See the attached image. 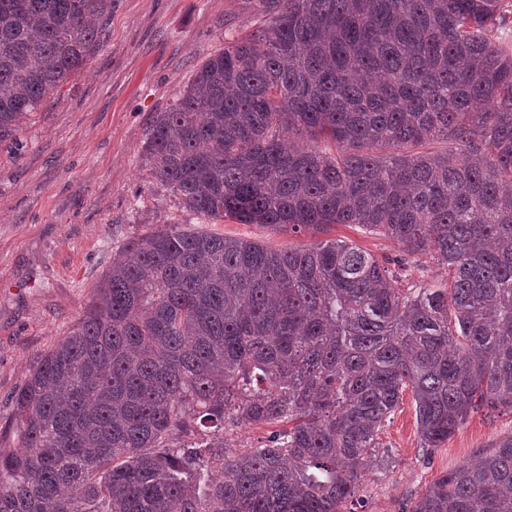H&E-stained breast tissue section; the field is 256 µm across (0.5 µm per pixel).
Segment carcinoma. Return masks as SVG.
I'll return each instance as SVG.
<instances>
[{"instance_id": "1", "label": "carcinoma", "mask_w": 512, "mask_h": 512, "mask_svg": "<svg viewBox=\"0 0 512 512\" xmlns=\"http://www.w3.org/2000/svg\"><path fill=\"white\" fill-rule=\"evenodd\" d=\"M506 2L260 0L263 22L156 115L150 179L205 219L357 224L450 281L404 291L343 240L282 252L163 225L14 394L0 512H339L405 391L424 448L481 406L512 411ZM111 16L112 0H0V142ZM447 138L457 155L416 150ZM411 512H512V437Z\"/></svg>"}]
</instances>
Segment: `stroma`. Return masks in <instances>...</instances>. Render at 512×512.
Returning a JSON list of instances; mask_svg holds the SVG:
<instances>
[{
  "instance_id": "1",
  "label": "stroma",
  "mask_w": 512,
  "mask_h": 512,
  "mask_svg": "<svg viewBox=\"0 0 512 512\" xmlns=\"http://www.w3.org/2000/svg\"><path fill=\"white\" fill-rule=\"evenodd\" d=\"M259 0H114L86 67L47 96L17 140L0 143V426L41 357L85 311L121 248L166 224L254 240L273 250L341 239L390 264L393 242L355 225L304 233L232 218L196 220L141 164L155 115L225 34L245 35ZM512 436V411L473 412L448 442L423 448L404 395L379 435L376 461L340 512H411L443 475Z\"/></svg>"
}]
</instances>
